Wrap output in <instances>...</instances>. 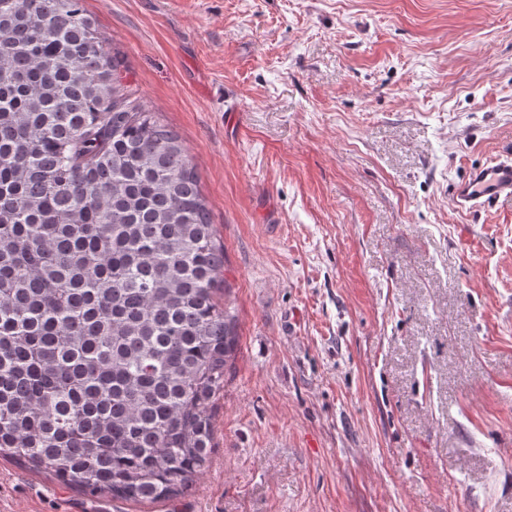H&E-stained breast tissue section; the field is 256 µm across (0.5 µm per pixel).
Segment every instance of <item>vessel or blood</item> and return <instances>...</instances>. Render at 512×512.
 <instances>
[{
  "label": "vessel or blood",
  "mask_w": 512,
  "mask_h": 512,
  "mask_svg": "<svg viewBox=\"0 0 512 512\" xmlns=\"http://www.w3.org/2000/svg\"><path fill=\"white\" fill-rule=\"evenodd\" d=\"M503 198L512 199L511 157L472 169L453 190L455 206L464 211L487 209Z\"/></svg>",
  "instance_id": "obj_1"
}]
</instances>
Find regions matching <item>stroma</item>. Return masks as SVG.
I'll return each instance as SVG.
<instances>
[{"mask_svg":"<svg viewBox=\"0 0 512 512\" xmlns=\"http://www.w3.org/2000/svg\"><path fill=\"white\" fill-rule=\"evenodd\" d=\"M224 243L235 359L171 500L0 459V512H512V0H85ZM502 198L512 199V158L472 169L453 190L455 206L464 211L488 209Z\"/></svg>","mask_w":512,"mask_h":512,"instance_id":"stroma-1","label":"stroma"}]
</instances>
